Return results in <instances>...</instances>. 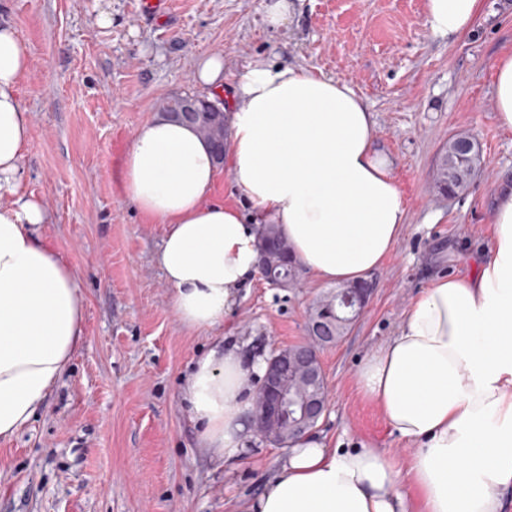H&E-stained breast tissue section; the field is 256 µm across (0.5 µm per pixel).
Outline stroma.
I'll return each mask as SVG.
<instances>
[{
    "label": "stroma",
    "instance_id": "35a3bbf8",
    "mask_svg": "<svg viewBox=\"0 0 512 512\" xmlns=\"http://www.w3.org/2000/svg\"><path fill=\"white\" fill-rule=\"evenodd\" d=\"M0 18L30 54L18 87L33 118L26 189L49 213L44 242L76 274L86 332L37 416L0 440V512H245L284 453L257 439L225 471L197 446L183 380L224 336L266 357L303 343L329 284L302 272L296 287L274 288L259 277L223 323L188 328L157 262L165 227L122 189L136 129L171 96L207 95L195 68L213 53L229 70L267 55L321 71L374 114L406 221L368 278L363 315L319 351L329 410L315 431L333 448L372 442L408 455L354 374L414 298L439 277H469L473 256L491 246L495 195L512 179V131L496 121L492 86L496 58L512 49V0H483L459 36L426 27L424 0H297L276 31L263 23L261 0H167L162 16L143 13L141 0H0ZM460 134L477 141L481 169L465 193L443 196L433 172Z\"/></svg>",
    "mask_w": 512,
    "mask_h": 512
}]
</instances>
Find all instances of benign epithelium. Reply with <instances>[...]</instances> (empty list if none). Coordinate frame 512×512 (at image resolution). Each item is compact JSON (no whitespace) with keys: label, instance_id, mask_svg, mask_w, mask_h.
<instances>
[{"label":"benign epithelium","instance_id":"7a95c632","mask_svg":"<svg viewBox=\"0 0 512 512\" xmlns=\"http://www.w3.org/2000/svg\"><path fill=\"white\" fill-rule=\"evenodd\" d=\"M209 108L192 97L184 99L175 116L183 123L196 121ZM371 290L342 287L336 298L344 319L353 322L367 306ZM337 343L333 325L315 320L309 325L308 340L294 355L283 350L264 371L256 408L268 422L285 424L295 431L319 420L327 411L326 382L319 360V350Z\"/></svg>","mask_w":512,"mask_h":512}]
</instances>
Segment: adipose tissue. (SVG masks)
I'll return each mask as SVG.
<instances>
[{"mask_svg": "<svg viewBox=\"0 0 512 512\" xmlns=\"http://www.w3.org/2000/svg\"><path fill=\"white\" fill-rule=\"evenodd\" d=\"M481 0H425L437 35L471 31ZM28 46L0 22V440L28 424L85 340L75 273L42 241L43 204L25 189L32 115L18 96ZM196 76L227 93L233 186L251 206L211 200L216 164L191 128L143 123L121 167L128 199L166 230L157 261L182 324L224 320L258 271L261 225H279L319 281L358 283L388 257L405 222L391 158L375 144L368 104L347 83L257 56L234 74L224 57ZM498 124L512 131V52L494 65ZM489 252L468 278H439L409 305L396 333L354 376L361 397L406 457L365 443L331 448L308 434L291 444L249 512H504L512 499V187L499 190ZM264 362L217 341L197 359L182 397L198 445L224 467L247 449V420Z\"/></svg>", "mask_w": 512, "mask_h": 512, "instance_id": "ef3b65f1", "label": "adipose tissue"}]
</instances>
